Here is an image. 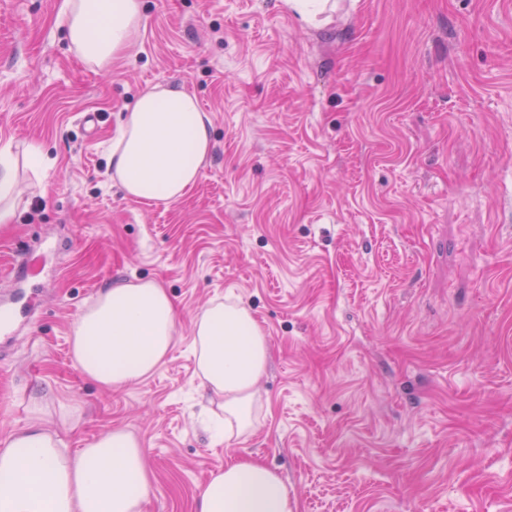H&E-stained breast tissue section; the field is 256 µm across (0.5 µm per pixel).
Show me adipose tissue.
<instances>
[{"label":"adipose tissue","mask_w":512,"mask_h":512,"mask_svg":"<svg viewBox=\"0 0 512 512\" xmlns=\"http://www.w3.org/2000/svg\"><path fill=\"white\" fill-rule=\"evenodd\" d=\"M142 23L141 0H63L58 15L70 47L99 70L122 56ZM210 149L195 95L158 85L124 114L109 159L112 180L128 198L176 203L198 181ZM17 172L11 147H0V224L25 204ZM176 323L175 302L159 282L117 284L73 323L72 356L84 376L117 390L166 360ZM191 332L199 385L221 400L224 424L215 437L250 431L268 362L264 331L242 304L215 300L193 317ZM150 489L141 445L122 429L70 454L38 416L0 449V512H141ZM194 512H298V504L265 463L240 458L212 474Z\"/></svg>","instance_id":"adipose-tissue-1"}]
</instances>
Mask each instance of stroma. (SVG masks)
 <instances>
[{"label": "stroma", "mask_w": 512, "mask_h": 512, "mask_svg": "<svg viewBox=\"0 0 512 512\" xmlns=\"http://www.w3.org/2000/svg\"><path fill=\"white\" fill-rule=\"evenodd\" d=\"M61 0H0V146L42 178L0 224V446L43 416L69 452L141 443L142 512H193L213 471L276 470L298 512H512V0H143L108 72L57 25ZM197 96L212 147L194 188L126 198L109 154L145 88ZM152 279L176 343L119 390L87 379L74 321ZM242 302L269 359L254 428L214 442L191 321ZM285 2L288 9L307 23H311L317 14L328 7L331 10L335 9V4H330L328 0H286Z\"/></svg>", "instance_id": "obj_1"}]
</instances>
